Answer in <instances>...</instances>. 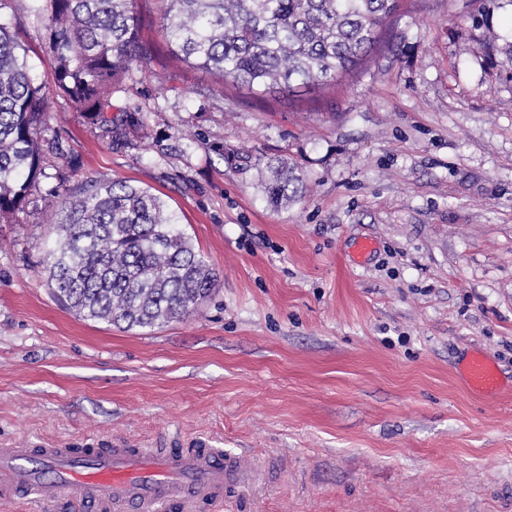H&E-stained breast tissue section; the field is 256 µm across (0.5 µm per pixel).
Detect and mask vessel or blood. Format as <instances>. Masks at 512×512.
<instances>
[{
  "instance_id": "1",
  "label": "vessel or blood",
  "mask_w": 512,
  "mask_h": 512,
  "mask_svg": "<svg viewBox=\"0 0 512 512\" xmlns=\"http://www.w3.org/2000/svg\"><path fill=\"white\" fill-rule=\"evenodd\" d=\"M468 385L486 395L500 389L499 373L483 354L464 368ZM262 465L241 469L219 448H2L0 500L25 496L45 502L93 503L97 512H196L199 504L232 512L227 488L259 481Z\"/></svg>"
}]
</instances>
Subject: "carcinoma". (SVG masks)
<instances>
[{
    "mask_svg": "<svg viewBox=\"0 0 512 512\" xmlns=\"http://www.w3.org/2000/svg\"><path fill=\"white\" fill-rule=\"evenodd\" d=\"M170 48L224 83L258 93L334 85L368 59L400 0H162ZM135 0H45L51 76L35 80L0 23V220L33 203L42 173L41 133L49 91L68 96L92 128L115 141L143 128L131 112L112 116V87L143 62ZM267 203L302 199L294 164L281 160L263 180ZM46 250L55 297L86 320L154 328L196 312L218 275L195 250L165 201L126 181L88 177L60 183Z\"/></svg>",
    "mask_w": 512,
    "mask_h": 512,
    "instance_id": "1",
    "label": "carcinoma"
}]
</instances>
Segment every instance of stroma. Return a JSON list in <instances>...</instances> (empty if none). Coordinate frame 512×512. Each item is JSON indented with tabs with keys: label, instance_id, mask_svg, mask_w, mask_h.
<instances>
[{
	"label": "stroma",
	"instance_id": "1",
	"mask_svg": "<svg viewBox=\"0 0 512 512\" xmlns=\"http://www.w3.org/2000/svg\"><path fill=\"white\" fill-rule=\"evenodd\" d=\"M112 91V141L50 93L34 202L0 221V447L223 449L240 512H512V0H403L342 86L258 94L167 46ZM39 78L44 21L0 14ZM301 201L270 207L267 163ZM150 189L220 275L188 318L84 319L44 272L56 173ZM368 239L372 252L359 256ZM498 397L465 388L473 352ZM268 169L270 175L263 180L262 186L270 206L280 208L302 199L304 185L294 164L281 160L277 166Z\"/></svg>",
	"mask_w": 512,
	"mask_h": 512
}]
</instances>
